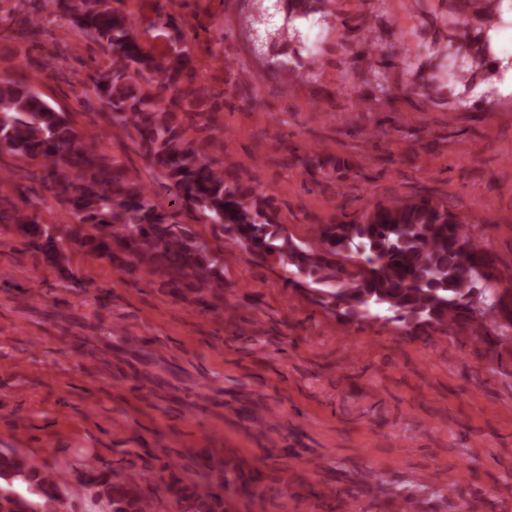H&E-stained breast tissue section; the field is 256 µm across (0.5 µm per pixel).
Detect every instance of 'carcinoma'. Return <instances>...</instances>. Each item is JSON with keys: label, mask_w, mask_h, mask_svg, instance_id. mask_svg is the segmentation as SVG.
<instances>
[{"label": "carcinoma", "mask_w": 512, "mask_h": 512, "mask_svg": "<svg viewBox=\"0 0 512 512\" xmlns=\"http://www.w3.org/2000/svg\"><path fill=\"white\" fill-rule=\"evenodd\" d=\"M320 0H283L288 16L306 17ZM49 15L93 39L106 65L96 70L93 92L112 138L130 140L146 159L149 177L132 173L119 157L83 143L70 114L35 86L0 76V157H13L44 171L43 183L62 216L45 221L0 168V224L25 237L23 245L73 279L76 254L105 260L118 270L148 275L171 296L194 300L205 310L224 309V247L249 263L284 273L291 288L341 323L394 325L406 336L440 331L465 334L497 356L512 341V288H499L496 256L467 221L443 201L378 202L356 215L342 211L313 225L318 245L309 246L280 224L274 200L253 182L226 174L208 143L189 137L184 115L221 109L198 84V65L180 34L159 49L142 40V20L126 0H48ZM179 30L175 14L156 10L147 31ZM165 189L168 205L157 201ZM194 209L211 236L175 217ZM485 300L481 309L474 298ZM76 485L105 512H158L151 480H119L88 459L76 470ZM224 462H208L199 479L167 485L174 512H229ZM68 484L49 465L15 448L0 449V512H60L71 499Z\"/></svg>", "instance_id": "obj_1"}]
</instances>
